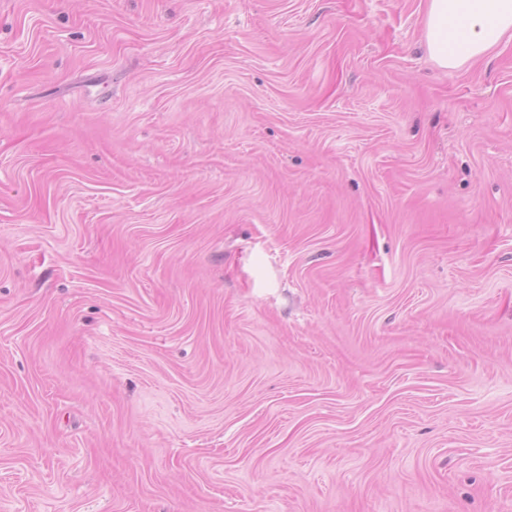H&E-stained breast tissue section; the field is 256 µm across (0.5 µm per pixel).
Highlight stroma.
<instances>
[{"instance_id":"obj_1","label":"stroma","mask_w":512,"mask_h":512,"mask_svg":"<svg viewBox=\"0 0 512 512\" xmlns=\"http://www.w3.org/2000/svg\"><path fill=\"white\" fill-rule=\"evenodd\" d=\"M427 0H0V512H512V39ZM423 39L428 55L444 68L480 58L512 37V0H427Z\"/></svg>"}]
</instances>
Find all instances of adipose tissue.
Listing matches in <instances>:
<instances>
[{
    "label": "adipose tissue",
    "mask_w": 512,
    "mask_h": 512,
    "mask_svg": "<svg viewBox=\"0 0 512 512\" xmlns=\"http://www.w3.org/2000/svg\"><path fill=\"white\" fill-rule=\"evenodd\" d=\"M512 35V0H428L424 45L440 66L457 68Z\"/></svg>",
    "instance_id": "ef3b65f1"
}]
</instances>
